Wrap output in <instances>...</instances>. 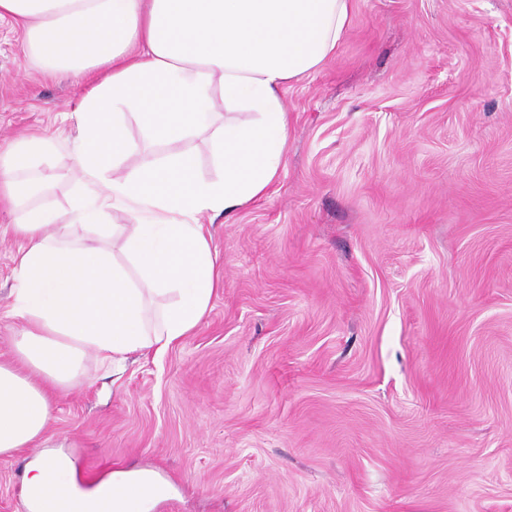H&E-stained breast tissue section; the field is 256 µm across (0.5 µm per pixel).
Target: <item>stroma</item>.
<instances>
[{"label": "stroma", "mask_w": 512, "mask_h": 512, "mask_svg": "<svg viewBox=\"0 0 512 512\" xmlns=\"http://www.w3.org/2000/svg\"><path fill=\"white\" fill-rule=\"evenodd\" d=\"M89 84L0 22V149L56 137L62 209ZM283 102L276 181L211 226L204 320L120 378L88 361L49 446L84 476L158 472L154 512H512V0H354ZM18 247L1 207L4 357ZM33 454L0 458V512H25Z\"/></svg>", "instance_id": "obj_1"}]
</instances>
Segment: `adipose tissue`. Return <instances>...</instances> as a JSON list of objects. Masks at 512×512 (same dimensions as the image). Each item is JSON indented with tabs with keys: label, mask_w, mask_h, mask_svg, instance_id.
Here are the masks:
<instances>
[{
	"label": "adipose tissue",
	"mask_w": 512,
	"mask_h": 512,
	"mask_svg": "<svg viewBox=\"0 0 512 512\" xmlns=\"http://www.w3.org/2000/svg\"><path fill=\"white\" fill-rule=\"evenodd\" d=\"M353 0H0L46 71H104L78 102L70 206L35 203L31 186L52 138L0 151V199L16 209L10 313L23 322L0 358V457L43 444L52 403L87 381L86 361L124 372L133 355L163 356L207 315L224 274L203 219L265 195L288 144V83L332 57ZM222 123L211 121L216 103ZM252 112L249 122L236 118ZM135 116L150 141L208 132L217 177L193 157L143 158L126 134ZM125 217L111 221L112 213ZM29 512H150L171 485L154 471L116 469L80 488L71 459L44 454L24 477Z\"/></svg>",
	"instance_id": "1"
}]
</instances>
